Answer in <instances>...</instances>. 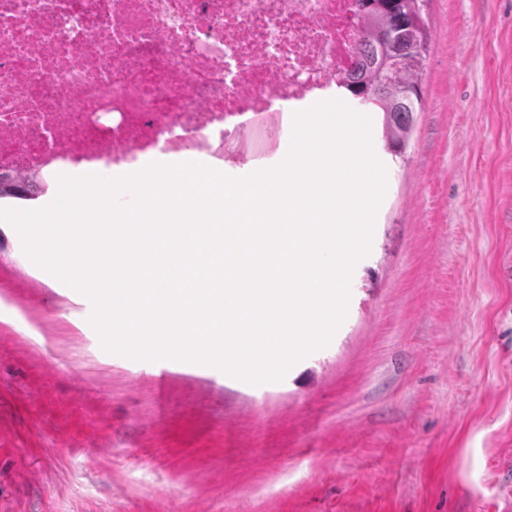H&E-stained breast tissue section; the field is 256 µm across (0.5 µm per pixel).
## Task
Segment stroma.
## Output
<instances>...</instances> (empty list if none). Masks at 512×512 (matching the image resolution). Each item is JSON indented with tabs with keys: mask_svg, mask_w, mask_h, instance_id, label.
Here are the masks:
<instances>
[{
	"mask_svg": "<svg viewBox=\"0 0 512 512\" xmlns=\"http://www.w3.org/2000/svg\"><path fill=\"white\" fill-rule=\"evenodd\" d=\"M424 9L404 157L370 115L386 192L346 315L281 380L106 350L0 221V512H512V0Z\"/></svg>",
	"mask_w": 512,
	"mask_h": 512,
	"instance_id": "stroma-1",
	"label": "stroma"
}]
</instances>
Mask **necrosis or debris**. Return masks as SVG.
<instances>
[{"instance_id":"4bbe7bcc","label":"necrosis or debris","mask_w":512,"mask_h":512,"mask_svg":"<svg viewBox=\"0 0 512 512\" xmlns=\"http://www.w3.org/2000/svg\"><path fill=\"white\" fill-rule=\"evenodd\" d=\"M355 0H0V174L215 169L359 65Z\"/></svg>"}]
</instances>
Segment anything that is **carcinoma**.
Here are the masks:
<instances>
[{
  "label": "carcinoma",
  "mask_w": 512,
  "mask_h": 512,
  "mask_svg": "<svg viewBox=\"0 0 512 512\" xmlns=\"http://www.w3.org/2000/svg\"><path fill=\"white\" fill-rule=\"evenodd\" d=\"M424 0H357L362 25L356 50L364 57L346 91L360 105L384 114L383 133L391 154L402 157L414 114L421 111L420 78L428 52ZM34 182L0 176V199L32 200Z\"/></svg>",
  "instance_id": "1"
}]
</instances>
